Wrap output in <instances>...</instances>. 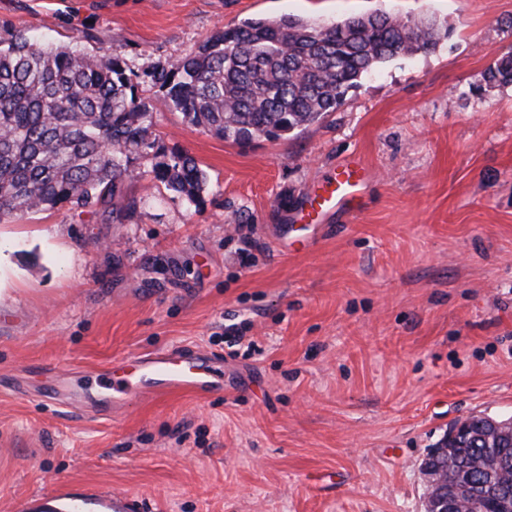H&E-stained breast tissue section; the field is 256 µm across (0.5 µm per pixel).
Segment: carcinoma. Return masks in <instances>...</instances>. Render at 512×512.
<instances>
[{
	"instance_id": "1",
	"label": "carcinoma",
	"mask_w": 512,
	"mask_h": 512,
	"mask_svg": "<svg viewBox=\"0 0 512 512\" xmlns=\"http://www.w3.org/2000/svg\"><path fill=\"white\" fill-rule=\"evenodd\" d=\"M448 36L386 13L330 25L292 16L250 19L217 32L193 54L154 75L155 84L190 124L224 139L279 138L319 122L377 66L429 52ZM119 55L39 45L22 33L0 39V216L61 204L112 208L119 221L125 178L138 156L155 148L153 112ZM512 83V55L485 73ZM153 177L188 203L206 177L190 156L156 162ZM424 466L464 487L474 512H496L481 488L460 480L461 465L485 452L481 443L443 438Z\"/></svg>"
}]
</instances>
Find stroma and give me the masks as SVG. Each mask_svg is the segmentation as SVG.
Listing matches in <instances>:
<instances>
[{
	"label": "stroma",
	"instance_id": "35a3bbf8",
	"mask_svg": "<svg viewBox=\"0 0 512 512\" xmlns=\"http://www.w3.org/2000/svg\"><path fill=\"white\" fill-rule=\"evenodd\" d=\"M375 10L449 36L278 139L217 138L151 80L247 19ZM17 31L122 54L157 145L207 183L187 203L144 158L121 221L0 217V512L60 482L144 512H425L421 464L449 426L512 417V83L483 80L512 52V0H0V38ZM352 158L362 211L290 223ZM170 350L219 358L224 390L73 407L114 361Z\"/></svg>",
	"mask_w": 512,
	"mask_h": 512
}]
</instances>
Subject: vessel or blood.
Instances as JSON below:
<instances>
[{"label":"vessel or blood","mask_w":512,"mask_h":512,"mask_svg":"<svg viewBox=\"0 0 512 512\" xmlns=\"http://www.w3.org/2000/svg\"><path fill=\"white\" fill-rule=\"evenodd\" d=\"M363 172L364 167L357 160L337 168L324 180L321 194L308 198L296 212L295 221L313 224L322 214L335 210L352 213L359 206ZM101 385L111 391L116 402L176 390H189L203 396L223 389L224 374L214 369L203 354L167 351L128 358L120 366L118 375L102 378ZM42 501L65 503L68 512H82L88 501L97 504L103 512H142L138 497L119 495L105 486L87 488L77 497L70 487L58 485L44 495Z\"/></svg>","instance_id":"1"}]
</instances>
